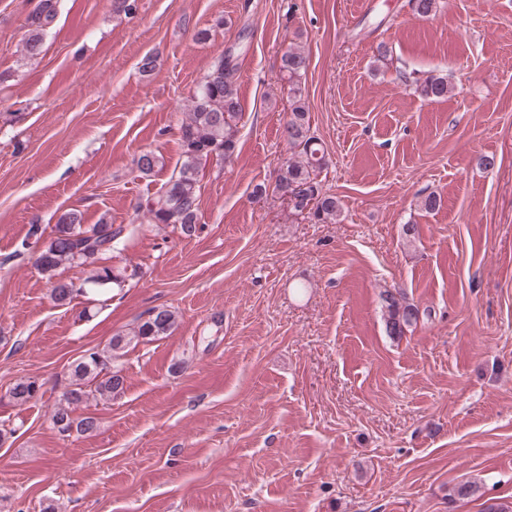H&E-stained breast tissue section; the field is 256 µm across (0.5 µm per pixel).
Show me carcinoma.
Wrapping results in <instances>:
<instances>
[{"label":"carcinoma","mask_w":512,"mask_h":512,"mask_svg":"<svg viewBox=\"0 0 512 512\" xmlns=\"http://www.w3.org/2000/svg\"><path fill=\"white\" fill-rule=\"evenodd\" d=\"M138 10V0H112V12L131 18ZM57 17V0H40L28 17V35L23 51L34 58L43 51L44 36ZM309 60L297 47H289L280 58V71L287 77L289 117L281 131L283 139L293 150L280 169L272 193L291 200L290 209L316 224L334 223L341 216L343 204L330 193L322 191L319 181L325 165L324 151L311 135L309 109L301 87V80L308 69ZM237 66L233 54L225 51L214 63L211 71L199 85L190 100L188 112L180 126L183 161L177 175L171 177L160 199L148 213L154 224L173 225L185 237H192L197 230L199 209L198 172L203 161L212 155L230 158L238 146V123L241 106L236 87ZM421 94L427 98H443L451 91L444 77H430L420 85ZM160 164V157L152 151H143L136 158V166L143 174H150ZM124 226L113 224H85L79 212L62 214L53 237L36 258L40 270L54 277L61 265L82 267L94 264V274L75 282L54 281L50 297L59 306L71 302L74 294L91 284L106 288L121 286L127 276L137 275V270H117L100 266L103 256L112 253L122 237ZM385 306V326L389 335L402 337L419 319V308L407 301L403 293L387 290L382 294ZM175 324L174 313L166 308L149 312L133 330L132 337L117 334L107 347L87 350L69 365V383L62 399L54 404L51 420L58 431L92 433L97 428L93 416L72 417V413L89 398L110 400L124 390V378L111 371L112 353L130 345L133 339L151 340L167 335ZM41 385L34 380L22 381L10 391L12 399L25 404L39 397Z\"/></svg>","instance_id":"1"}]
</instances>
